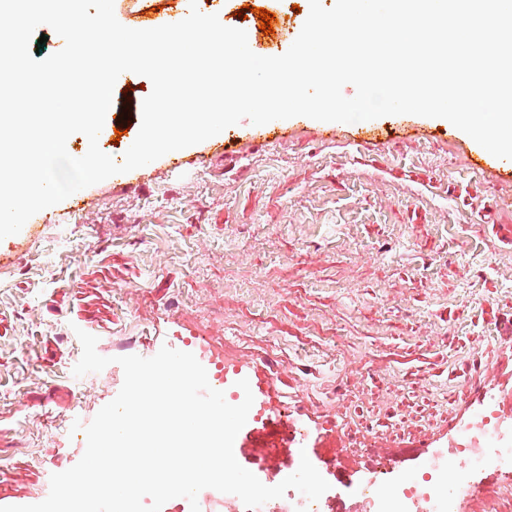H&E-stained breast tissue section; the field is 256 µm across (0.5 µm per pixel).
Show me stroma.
Masks as SVG:
<instances>
[{
    "instance_id": "stroma-1",
    "label": "stroma",
    "mask_w": 512,
    "mask_h": 512,
    "mask_svg": "<svg viewBox=\"0 0 512 512\" xmlns=\"http://www.w3.org/2000/svg\"><path fill=\"white\" fill-rule=\"evenodd\" d=\"M255 52L284 54L309 0ZM252 124L84 189L86 209L0 250V495L38 491L68 454L66 419L104 392L74 376L78 331L102 354L175 319L259 362L316 430L313 456L455 439L479 397L512 393V172L454 126L304 116L258 145Z\"/></svg>"
}]
</instances>
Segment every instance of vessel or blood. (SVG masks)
<instances>
[{"instance_id":"b4317fda","label":"vessel or blood","mask_w":512,"mask_h":512,"mask_svg":"<svg viewBox=\"0 0 512 512\" xmlns=\"http://www.w3.org/2000/svg\"><path fill=\"white\" fill-rule=\"evenodd\" d=\"M181 12L166 8L156 12H147L138 23L139 28L153 29L165 24L183 20ZM193 353L205 367L210 385L218 390L235 389L239 380H248L255 402L265 401L267 382L255 366L239 363L232 373L224 371V341L221 337L207 335L204 329L191 333L174 330L164 334H155L139 349V356L149 358L154 356L161 347Z\"/></svg>"}]
</instances>
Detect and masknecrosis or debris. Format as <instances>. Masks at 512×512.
Returning <instances> with one entry per match:
<instances>
[{
    "instance_id": "1",
    "label": "necrosis or debris",
    "mask_w": 512,
    "mask_h": 512,
    "mask_svg": "<svg viewBox=\"0 0 512 512\" xmlns=\"http://www.w3.org/2000/svg\"><path fill=\"white\" fill-rule=\"evenodd\" d=\"M417 472V480L400 482L382 456L355 479V507L327 497L311 502L291 489L257 512H458L486 481L512 487V403L489 398L465 422L455 444L422 459Z\"/></svg>"
}]
</instances>
